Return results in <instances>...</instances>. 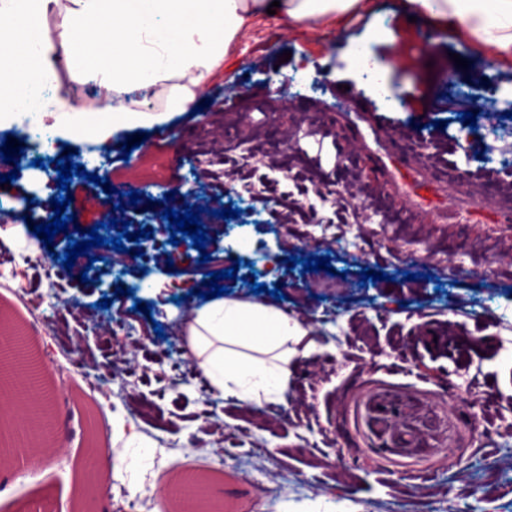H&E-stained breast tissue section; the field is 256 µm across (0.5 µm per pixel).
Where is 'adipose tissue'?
<instances>
[{"label":"adipose tissue","mask_w":512,"mask_h":512,"mask_svg":"<svg viewBox=\"0 0 512 512\" xmlns=\"http://www.w3.org/2000/svg\"><path fill=\"white\" fill-rule=\"evenodd\" d=\"M0 0V130L29 121L51 138L106 149L116 130L149 127L195 100L254 18L276 15L302 22L344 23L367 0ZM403 12L464 32L496 59L512 57V0H401ZM61 16L58 40L41 27ZM100 41L81 39L86 28ZM77 84L108 86L103 112L75 108L58 89V65ZM183 341L211 391L253 409L287 401L291 367L307 356L308 331L280 306L262 300L215 297L186 317Z\"/></svg>","instance_id":"adipose-tissue-1"}]
</instances>
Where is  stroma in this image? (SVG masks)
I'll return each mask as SVG.
<instances>
[{"mask_svg": "<svg viewBox=\"0 0 512 512\" xmlns=\"http://www.w3.org/2000/svg\"><path fill=\"white\" fill-rule=\"evenodd\" d=\"M371 12L346 21L298 24L276 16L256 18L249 38H236L221 70L198 97L210 99L206 122L189 114L169 116L157 147L123 143L139 129L114 134L108 152L87 154L73 142L53 157L71 155L85 170H106L111 187L128 193L151 161H163L146 183L142 200L129 209L130 231L150 227L152 238L78 256L65 280L41 285L42 305L30 313L17 294L0 288V310L25 322L41 354L61 372L51 375L43 417L44 459L29 471L14 438L0 427V448L12 452L9 468L21 473L0 498V512H113L108 490L87 499L95 475L85 458L99 449L122 456L125 426L147 403L139 433L154 455L137 469L112 473L129 497L144 499L137 512H179L165 502L163 481L209 473L212 505L247 498L251 512H512V228L483 224L451 234L443 225L406 223L407 207L392 200L377 208L362 186L367 168L332 131L341 86H348L367 111L386 113L398 134L434 133L457 149L469 170L512 167V152L494 147L483 134L486 115L462 119L471 101L450 96L452 85H468L474 99L495 94L512 102V66L471 52L466 43L433 22H409L398 0H371ZM389 26L396 42L380 33ZM437 38L419 62L425 32ZM367 43L374 63H400L387 74V95L357 88L350 49ZM290 61H282L284 52ZM468 62L457 67L452 54ZM222 129V139L212 136ZM332 132L341 153L337 165H317L311 138ZM183 166H169L171 154ZM44 169L26 166L9 188L0 220L21 223L28 199L44 194ZM200 189L211 211L201 218L208 240L197 250L189 236L170 245L162 214L183 210L184 196ZM80 232L57 233L54 253L100 224L108 199L83 178L70 186ZM223 209H238L224 219ZM165 247L163 262L143 264L133 254ZM267 261L261 282L282 289V308L310 331L312 350L296 360L287 404L249 412L231 398L216 397L192 364L178 335L180 318L198 304L209 273L237 268L225 279L231 296L250 298L244 250ZM210 261H202V254ZM95 266H88L89 257ZM329 257L331 271L288 267L287 257ZM92 268L93 282L80 274ZM385 280L363 281L362 269ZM125 288L116 296L117 288ZM109 308H100L102 298ZM150 314L135 311V302ZM481 347L458 360L424 339L427 330ZM102 382L99 393L70 379L73 369Z\"/></svg>", "mask_w": 512, "mask_h": 512, "instance_id": "obj_1", "label": "stroma"}]
</instances>
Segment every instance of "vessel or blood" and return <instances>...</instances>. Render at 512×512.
Segmentation results:
<instances>
[{"label":"vessel or blood","mask_w":512,"mask_h":512,"mask_svg":"<svg viewBox=\"0 0 512 512\" xmlns=\"http://www.w3.org/2000/svg\"><path fill=\"white\" fill-rule=\"evenodd\" d=\"M336 119L348 132L352 147L363 151L371 164L377 189L391 198H408L417 224H445L460 229L474 224L512 225V171L493 176L495 194H479V178L449 175L447 168L423 162V151L434 140L416 135L392 136L389 122L378 112H340Z\"/></svg>","instance_id":"1"}]
</instances>
